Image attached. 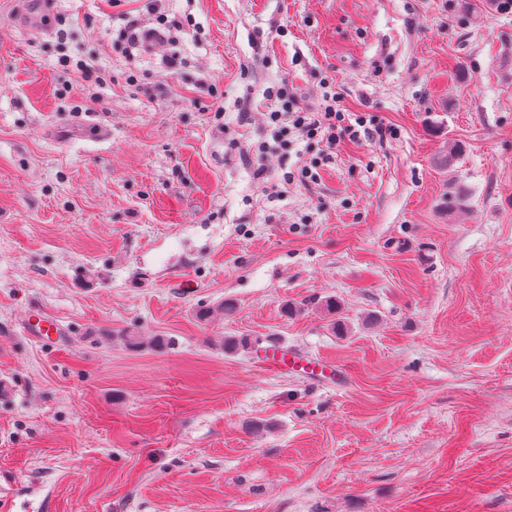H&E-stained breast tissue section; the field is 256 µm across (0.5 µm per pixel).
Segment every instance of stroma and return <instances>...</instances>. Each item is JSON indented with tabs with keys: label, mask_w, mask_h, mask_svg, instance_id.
Listing matches in <instances>:
<instances>
[{
	"label": "stroma",
	"mask_w": 512,
	"mask_h": 512,
	"mask_svg": "<svg viewBox=\"0 0 512 512\" xmlns=\"http://www.w3.org/2000/svg\"><path fill=\"white\" fill-rule=\"evenodd\" d=\"M50 2L36 33L0 0V512H512V12ZM132 15L181 28L145 50ZM284 83L396 134L273 194L242 152ZM446 195L443 201V209L448 216H453L468 208L469 195L465 186L460 182H452L450 184V190ZM24 329L31 336H41L42 339L48 336H58L60 332L56 319L33 306L28 309ZM261 364L273 372H280L289 367L293 370L299 368L309 377L322 376L324 371L332 373L334 370V366L330 362L297 356L278 345H271L263 351Z\"/></svg>",
	"instance_id": "1"
}]
</instances>
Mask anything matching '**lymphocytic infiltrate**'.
<instances>
[{
	"instance_id": "f902f5d3",
	"label": "lymphocytic infiltrate",
	"mask_w": 512,
	"mask_h": 512,
	"mask_svg": "<svg viewBox=\"0 0 512 512\" xmlns=\"http://www.w3.org/2000/svg\"><path fill=\"white\" fill-rule=\"evenodd\" d=\"M268 97L272 107L265 112L263 122L271 139L262 142L255 150V177L273 188L296 182L304 185L316 182L318 169L330 162L333 149L342 141L355 143L365 138L383 139L396 133L395 128L384 126L369 113L344 111L337 94L328 91L322 93L317 105L311 107L301 106L285 85L269 90ZM297 135L324 142L325 147L297 171L271 176L264 162L265 155L273 147L282 150L291 147Z\"/></svg>"
}]
</instances>
